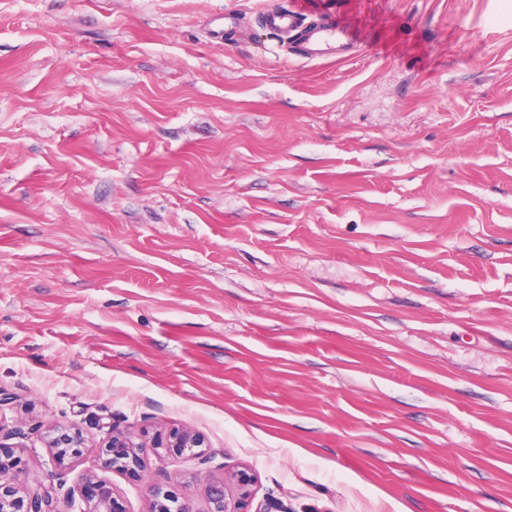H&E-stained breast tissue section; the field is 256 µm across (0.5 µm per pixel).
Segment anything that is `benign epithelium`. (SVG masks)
<instances>
[{
  "mask_svg": "<svg viewBox=\"0 0 512 512\" xmlns=\"http://www.w3.org/2000/svg\"><path fill=\"white\" fill-rule=\"evenodd\" d=\"M104 437L97 440L75 426L50 425L46 429L45 444L54 466L63 464L68 457L79 458L96 452L103 459L104 467L123 472L143 466L148 453H158L160 448H185L202 446L200 438L188 428L175 429L165 439L146 440L130 432L120 431L105 423ZM65 484L60 472L48 474L45 480L30 477L27 465L20 457L0 460V512H59L57 491ZM252 476L238 470L213 480L205 487L208 504L206 512H247L252 496ZM150 512H195L192 500L175 499L159 485L150 486ZM64 512H121L112 485L93 476L86 478L79 496L65 498Z\"/></svg>",
  "mask_w": 512,
  "mask_h": 512,
  "instance_id": "benign-epithelium-1",
  "label": "benign epithelium"
}]
</instances>
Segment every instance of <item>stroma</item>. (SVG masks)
<instances>
[{"instance_id":"obj_1","label":"stroma","mask_w":512,"mask_h":512,"mask_svg":"<svg viewBox=\"0 0 512 512\" xmlns=\"http://www.w3.org/2000/svg\"><path fill=\"white\" fill-rule=\"evenodd\" d=\"M0 0V455L187 427L118 473L249 512H512V0ZM241 14L247 37L214 18ZM262 21L270 32L282 38L286 51L308 61L344 60L361 45L360 35L353 28L332 14L309 17L300 0L288 8L265 10ZM252 476L244 470L223 474L205 487L208 504L206 512H248L252 496Z\"/></svg>"}]
</instances>
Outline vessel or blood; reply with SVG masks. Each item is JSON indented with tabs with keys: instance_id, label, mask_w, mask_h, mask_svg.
<instances>
[{
	"instance_id": "obj_1",
	"label": "vessel or blood",
	"mask_w": 512,
	"mask_h": 512,
	"mask_svg": "<svg viewBox=\"0 0 512 512\" xmlns=\"http://www.w3.org/2000/svg\"><path fill=\"white\" fill-rule=\"evenodd\" d=\"M265 27L282 38L287 50L309 61L344 60L361 45L359 34L336 16L322 13L308 16L300 0L290 7L265 10Z\"/></svg>"
}]
</instances>
